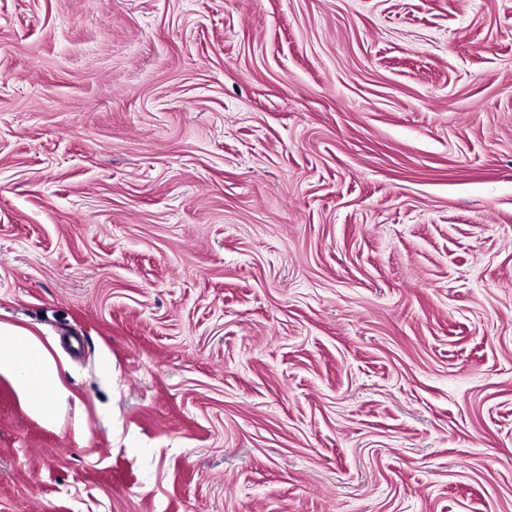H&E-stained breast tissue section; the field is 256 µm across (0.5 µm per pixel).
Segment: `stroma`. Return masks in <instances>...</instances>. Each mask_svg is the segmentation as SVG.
<instances>
[{
  "label": "stroma",
  "instance_id": "1",
  "mask_svg": "<svg viewBox=\"0 0 512 512\" xmlns=\"http://www.w3.org/2000/svg\"><path fill=\"white\" fill-rule=\"evenodd\" d=\"M0 512H512V0H0ZM0 372L14 373L30 409L53 421L66 410V394L57 382L52 359L31 333L0 325Z\"/></svg>",
  "mask_w": 512,
  "mask_h": 512
}]
</instances>
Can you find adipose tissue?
<instances>
[{
	"label": "adipose tissue",
	"mask_w": 512,
	"mask_h": 512,
	"mask_svg": "<svg viewBox=\"0 0 512 512\" xmlns=\"http://www.w3.org/2000/svg\"><path fill=\"white\" fill-rule=\"evenodd\" d=\"M0 372L17 375L37 416L53 421L65 412L66 394L57 382L53 361L28 331L0 325Z\"/></svg>",
	"instance_id": "obj_1"
}]
</instances>
